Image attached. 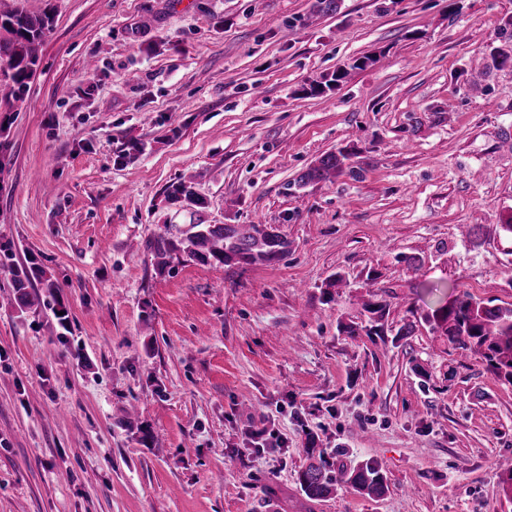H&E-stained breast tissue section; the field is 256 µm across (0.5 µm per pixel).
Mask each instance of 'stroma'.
I'll use <instances>...</instances> for the list:
<instances>
[{
	"label": "stroma",
	"mask_w": 512,
	"mask_h": 512,
	"mask_svg": "<svg viewBox=\"0 0 512 512\" xmlns=\"http://www.w3.org/2000/svg\"><path fill=\"white\" fill-rule=\"evenodd\" d=\"M0 9L53 18L23 97L0 84V244L42 270L0 308V512H512V385L421 318L512 304V71L471 76L512 0ZM344 146L360 177L298 186ZM258 218L275 262L155 267L169 225ZM313 453L375 459L385 495L308 499ZM168 198L173 202L194 208L202 207L204 204L203 199L198 195L191 182H179L169 186Z\"/></svg>",
	"instance_id": "obj_1"
}]
</instances>
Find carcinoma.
Segmentation results:
<instances>
[{
	"mask_svg": "<svg viewBox=\"0 0 512 512\" xmlns=\"http://www.w3.org/2000/svg\"><path fill=\"white\" fill-rule=\"evenodd\" d=\"M52 30V17L46 11L0 12V64L11 82L13 99L22 98L38 61V47ZM498 45L490 51V66L512 69V17L498 28ZM358 153L347 147L329 151L303 172L298 185L331 181L348 173L360 176L362 167L354 158ZM168 198L189 207L204 204L192 183L169 186ZM158 270H163L176 253H186L201 265L252 264L272 262L288 252V241L265 224H187L173 234L166 231L150 243ZM0 266L10 269L14 303L19 309L30 305V292L38 271L33 266L11 262L3 252ZM424 320L464 351L480 355L488 371L497 379L512 384V306H495L465 292L424 315ZM302 492L311 500L326 499L338 486L351 487L369 495L385 492V478L378 463L367 459L351 468L331 473L327 461L310 462L299 476Z\"/></svg>",
	"mask_w": 512,
	"mask_h": 512,
	"instance_id": "obj_1",
	"label": "carcinoma"
}]
</instances>
